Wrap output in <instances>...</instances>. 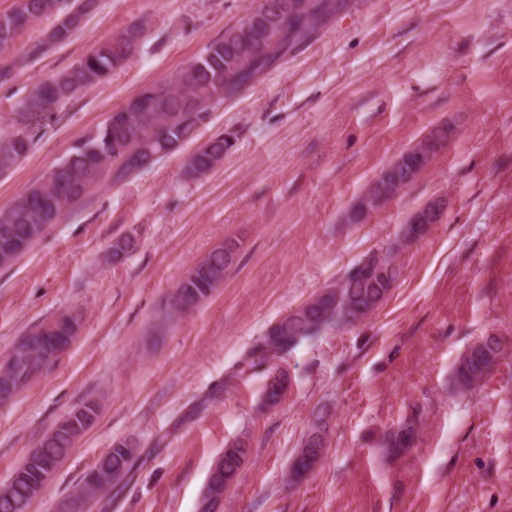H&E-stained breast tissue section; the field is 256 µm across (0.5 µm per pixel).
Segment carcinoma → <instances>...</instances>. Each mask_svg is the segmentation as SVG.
<instances>
[{
  "instance_id": "obj_1",
  "label": "carcinoma",
  "mask_w": 512,
  "mask_h": 512,
  "mask_svg": "<svg viewBox=\"0 0 512 512\" xmlns=\"http://www.w3.org/2000/svg\"><path fill=\"white\" fill-rule=\"evenodd\" d=\"M16 0L15 7L0 14V49L14 46L21 30L48 15H57L55 25L32 42L26 58L37 59L52 46L68 43L85 19L99 6L98 0ZM349 6V0H262L257 11L268 17L249 28L237 22L209 41L188 63L164 81L144 86L117 109L97 130L81 137L66 155L42 177L27 187L10 206L0 209V257L15 260L21 245L31 250L53 224L92 202V187L104 182L118 185L131 176L152 168L162 159L179 153L195 142L200 130L211 124L216 112L228 99L238 96L261 73L272 68L289 53L311 41L325 24ZM145 20L130 24L96 43L69 68L36 83L23 102V109L35 120L82 89L99 85L113 71L135 58L147 40ZM33 146L28 131H18L0 141V172L9 170ZM234 147L230 134L217 131L183 160V173L196 178L216 168ZM403 166L385 171L366 193L379 192L391 200L420 176L425 165L420 157L403 150ZM140 240L124 234L112 240V262L125 261L138 251ZM241 242L226 239L194 262L179 279L169 306L181 303L200 305L224 284V275L240 260ZM401 243L381 251L382 258L368 254L350 267L335 282L326 285L305 303L280 317L256 338L242 363L266 367L267 381L263 401L278 406L287 389L288 373L276 365L300 345L333 328L355 326L381 308L403 277ZM69 336L52 333L42 325L21 337L12 347L16 362L3 378L23 391L36 373L50 368L46 354L68 343ZM502 337L489 335L474 342L457 360L452 382L466 394L476 389L499 366L504 357ZM79 412L74 423L58 422L38 442L35 456L21 463L23 475L13 479L0 492V512H29L36 498L35 487L43 482L47 464H60L86 429L97 420L99 403L83 399L73 408ZM416 420L411 419L388 431L383 450L397 454L414 446ZM328 421L316 417L289 464L288 478L298 483L310 476L325 456ZM250 452L249 442L239 439L226 446L211 464L208 493H217L232 484L240 474ZM150 452L134 439L114 442L97 463L112 473L117 484L144 464ZM80 494L102 503L111 501L100 494L92 472L84 474L69 496Z\"/></svg>"
}]
</instances>
